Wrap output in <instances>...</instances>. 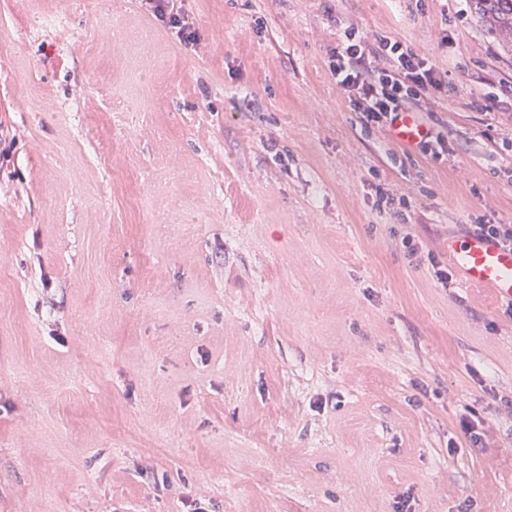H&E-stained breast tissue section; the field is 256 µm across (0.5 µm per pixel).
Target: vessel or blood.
Instances as JSON below:
<instances>
[{"mask_svg":"<svg viewBox=\"0 0 512 512\" xmlns=\"http://www.w3.org/2000/svg\"><path fill=\"white\" fill-rule=\"evenodd\" d=\"M391 134L411 146L422 138L423 129L412 113L405 112L392 125ZM448 255L466 284L489 292L494 299L512 301V251L470 236L449 239Z\"/></svg>","mask_w":512,"mask_h":512,"instance_id":"1","label":"vessel or blood"}]
</instances>
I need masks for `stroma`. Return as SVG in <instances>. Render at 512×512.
Here are the masks:
<instances>
[{"mask_svg":"<svg viewBox=\"0 0 512 512\" xmlns=\"http://www.w3.org/2000/svg\"><path fill=\"white\" fill-rule=\"evenodd\" d=\"M182 8L0 0V512H512V303L447 250L512 224V52L471 0ZM348 27L447 73V155L362 124ZM182 0H142L145 10L163 27L169 30L180 44L193 47L199 43L198 30L189 23L182 10Z\"/></svg>","mask_w":512,"mask_h":512,"instance_id":"obj_1","label":"stroma"}]
</instances>
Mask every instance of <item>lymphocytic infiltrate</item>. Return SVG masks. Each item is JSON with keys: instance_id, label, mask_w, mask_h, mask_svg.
Instances as JSON below:
<instances>
[{"instance_id": "obj_1", "label": "lymphocytic infiltrate", "mask_w": 512, "mask_h": 512, "mask_svg": "<svg viewBox=\"0 0 512 512\" xmlns=\"http://www.w3.org/2000/svg\"><path fill=\"white\" fill-rule=\"evenodd\" d=\"M146 11L169 30L180 44L196 46L199 34L180 6V0H142ZM337 85L353 92L354 105L366 126H391L398 115L411 111L421 97L443 90L446 81L428 58L400 42L351 27L329 57Z\"/></svg>"}]
</instances>
